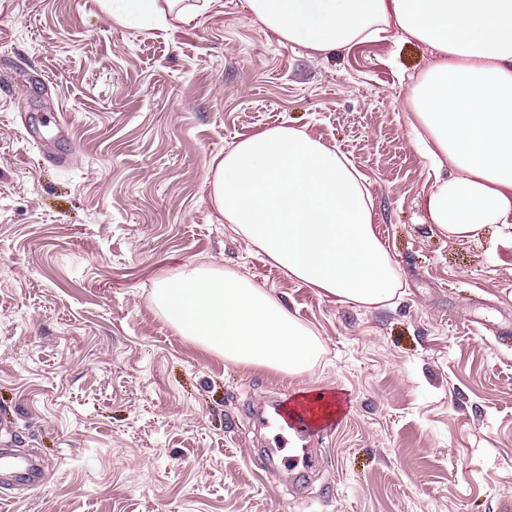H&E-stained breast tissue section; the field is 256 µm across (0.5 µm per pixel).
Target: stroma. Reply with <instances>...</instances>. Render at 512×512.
Returning <instances> with one entry per match:
<instances>
[{
	"label": "stroma",
	"mask_w": 512,
	"mask_h": 512,
	"mask_svg": "<svg viewBox=\"0 0 512 512\" xmlns=\"http://www.w3.org/2000/svg\"><path fill=\"white\" fill-rule=\"evenodd\" d=\"M196 27L122 25L104 0H0V448L36 459L0 512H512V246L437 234L405 76L380 40L285 47L223 0ZM286 125L364 176L402 281L336 303L227 233L211 159ZM246 276L321 340L307 375L224 361L151 302L187 264ZM340 395L293 477L257 405Z\"/></svg>",
	"instance_id": "1"
}]
</instances>
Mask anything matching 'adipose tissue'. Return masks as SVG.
Wrapping results in <instances>:
<instances>
[{
  "label": "adipose tissue",
  "mask_w": 512,
  "mask_h": 512,
  "mask_svg": "<svg viewBox=\"0 0 512 512\" xmlns=\"http://www.w3.org/2000/svg\"><path fill=\"white\" fill-rule=\"evenodd\" d=\"M113 20L148 29L198 24L222 0H109ZM284 46L319 54L363 42L418 43L432 62L409 83L408 125L426 159L422 207L448 237L499 226L512 242V0H243ZM452 175H444L445 166ZM212 202L230 230L288 278L367 309L401 287L374 228L362 175L336 148L278 126L215 156ZM160 315L225 362L302 376L318 337L243 275L190 264L160 279Z\"/></svg>",
  "instance_id": "obj_1"
}]
</instances>
